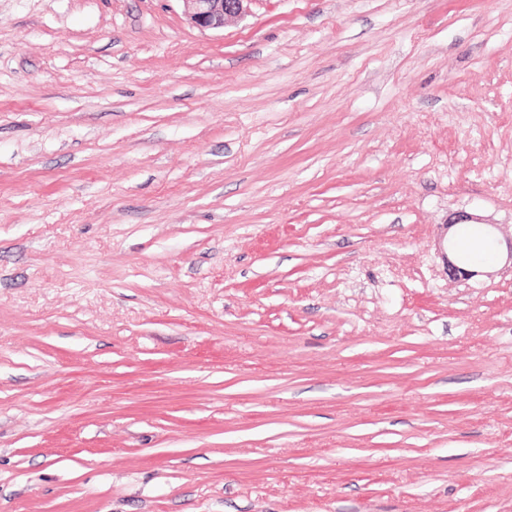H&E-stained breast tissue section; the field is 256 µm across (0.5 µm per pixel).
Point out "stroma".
I'll use <instances>...</instances> for the list:
<instances>
[{"label": "stroma", "mask_w": 512, "mask_h": 512, "mask_svg": "<svg viewBox=\"0 0 512 512\" xmlns=\"http://www.w3.org/2000/svg\"><path fill=\"white\" fill-rule=\"evenodd\" d=\"M510 237L512 0H0V512H512ZM189 23L201 29L224 27L228 18L246 13L250 0H181Z\"/></svg>", "instance_id": "1"}]
</instances>
